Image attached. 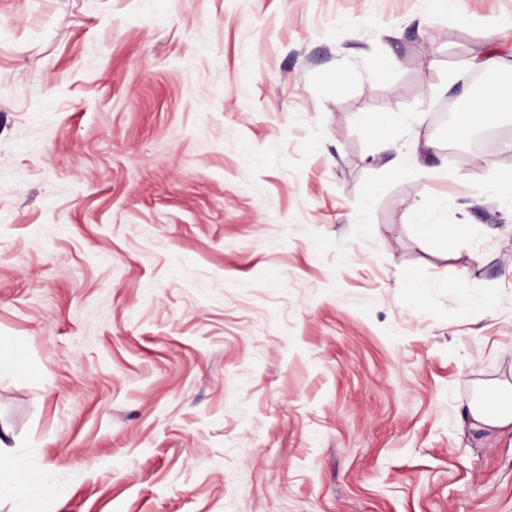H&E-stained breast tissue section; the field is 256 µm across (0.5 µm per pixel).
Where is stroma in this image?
Listing matches in <instances>:
<instances>
[{"label": "stroma", "mask_w": 512, "mask_h": 512, "mask_svg": "<svg viewBox=\"0 0 512 512\" xmlns=\"http://www.w3.org/2000/svg\"><path fill=\"white\" fill-rule=\"evenodd\" d=\"M481 52L512 82V0H0V457L44 512H512L470 414L512 142L429 122Z\"/></svg>", "instance_id": "35a3bbf8"}]
</instances>
